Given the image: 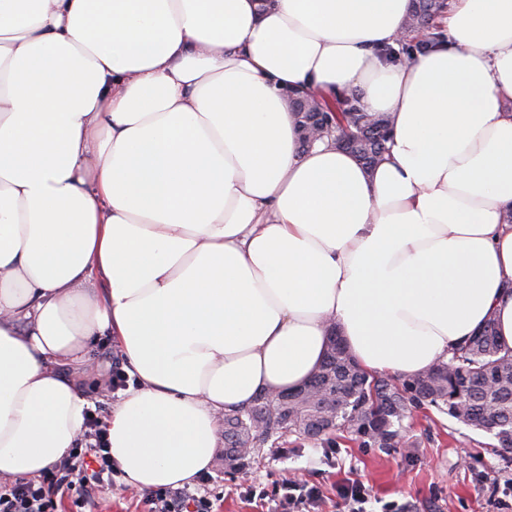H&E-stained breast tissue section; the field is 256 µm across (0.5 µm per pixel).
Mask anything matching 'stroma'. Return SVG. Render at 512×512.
<instances>
[{
    "label": "stroma",
    "mask_w": 512,
    "mask_h": 512,
    "mask_svg": "<svg viewBox=\"0 0 512 512\" xmlns=\"http://www.w3.org/2000/svg\"><path fill=\"white\" fill-rule=\"evenodd\" d=\"M122 358L109 337L92 341L78 377L101 418H108L116 393L109 385ZM298 481L319 487L323 498L311 512H344L343 487L366 489L365 512H512V452L495 439L429 407L413 412L400 427L399 441L369 447L347 433L329 440L294 435L264 447L240 472L213 465L194 486L214 512H273L282 484Z\"/></svg>",
    "instance_id": "stroma-1"
}]
</instances>
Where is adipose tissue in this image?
<instances>
[{
  "instance_id": "1",
  "label": "adipose tissue",
  "mask_w": 512,
  "mask_h": 512,
  "mask_svg": "<svg viewBox=\"0 0 512 512\" xmlns=\"http://www.w3.org/2000/svg\"><path fill=\"white\" fill-rule=\"evenodd\" d=\"M0 0V479L75 448L74 370L110 337L107 421L144 493L207 471L226 411L302 386L330 330L413 376L494 318L512 349V0ZM390 114L364 170L302 150L287 94ZM411 2V10L393 44L378 50L379 55L386 61L396 62L401 55L410 57L416 53H425L447 40L443 25L448 10L447 0ZM421 30L423 34L420 33Z\"/></svg>"
}]
</instances>
